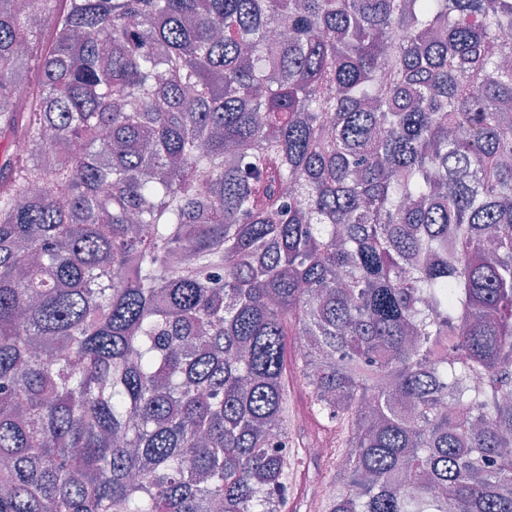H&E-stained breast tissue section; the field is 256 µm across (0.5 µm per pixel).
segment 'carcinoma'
I'll use <instances>...</instances> for the list:
<instances>
[{"mask_svg":"<svg viewBox=\"0 0 512 512\" xmlns=\"http://www.w3.org/2000/svg\"><path fill=\"white\" fill-rule=\"evenodd\" d=\"M512 0H0V512H512ZM28 86L19 98L16 86Z\"/></svg>","mask_w":512,"mask_h":512,"instance_id":"1","label":"carcinoma"}]
</instances>
